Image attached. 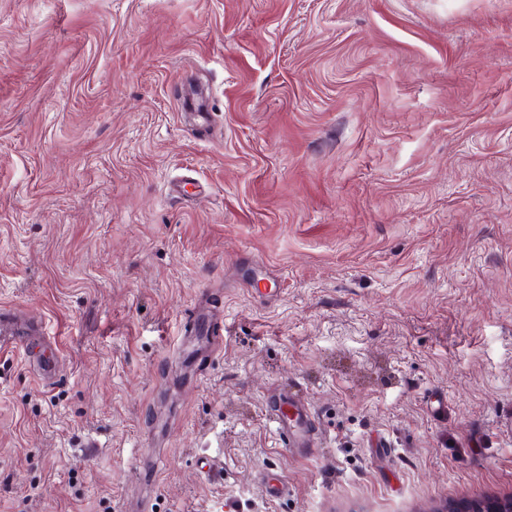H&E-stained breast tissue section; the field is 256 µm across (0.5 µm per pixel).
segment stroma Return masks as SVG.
<instances>
[{"instance_id":"35a3bbf8","label":"stroma","mask_w":512,"mask_h":512,"mask_svg":"<svg viewBox=\"0 0 512 512\" xmlns=\"http://www.w3.org/2000/svg\"><path fill=\"white\" fill-rule=\"evenodd\" d=\"M2 309L0 512L512 493V0H0ZM14 321L15 318L11 314L1 312L0 351L19 352L30 363V345L40 338V333L15 331ZM275 407L272 422L279 434L288 435L289 448H311L315 425L306 403L299 397L288 396V400Z\"/></svg>"}]
</instances>
